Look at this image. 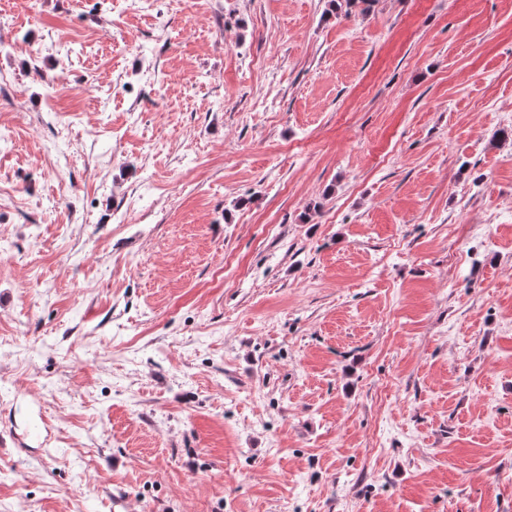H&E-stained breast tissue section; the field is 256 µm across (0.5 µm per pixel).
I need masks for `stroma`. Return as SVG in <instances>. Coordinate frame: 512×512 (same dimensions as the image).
Wrapping results in <instances>:
<instances>
[{"instance_id": "obj_1", "label": "stroma", "mask_w": 512, "mask_h": 512, "mask_svg": "<svg viewBox=\"0 0 512 512\" xmlns=\"http://www.w3.org/2000/svg\"><path fill=\"white\" fill-rule=\"evenodd\" d=\"M512 0H0V512H512Z\"/></svg>"}]
</instances>
